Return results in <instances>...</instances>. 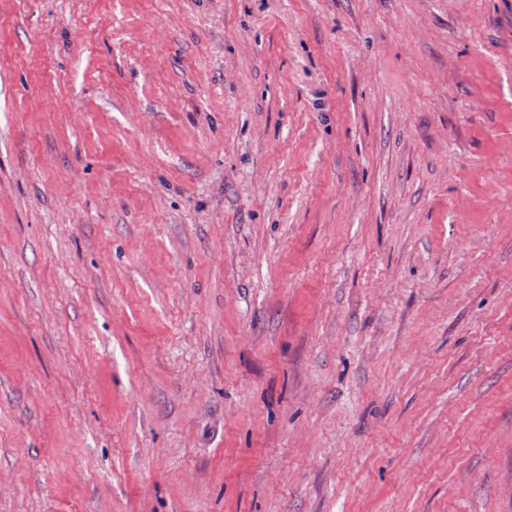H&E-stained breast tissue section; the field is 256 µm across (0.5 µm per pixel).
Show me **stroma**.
Masks as SVG:
<instances>
[{"label":"stroma","mask_w":512,"mask_h":512,"mask_svg":"<svg viewBox=\"0 0 512 512\" xmlns=\"http://www.w3.org/2000/svg\"><path fill=\"white\" fill-rule=\"evenodd\" d=\"M0 512H512V0H0Z\"/></svg>","instance_id":"35a3bbf8"}]
</instances>
